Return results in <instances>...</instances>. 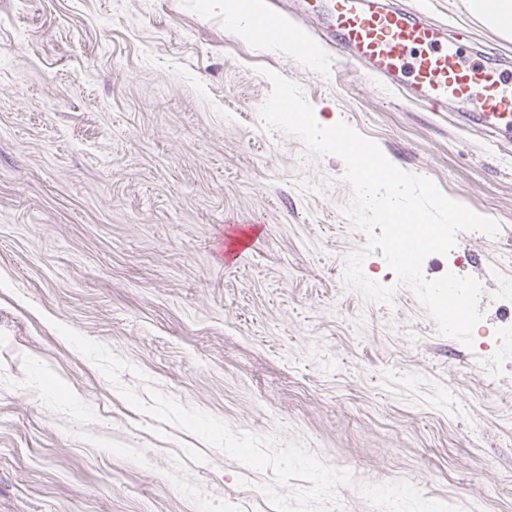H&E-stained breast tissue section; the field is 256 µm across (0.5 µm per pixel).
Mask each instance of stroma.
<instances>
[{
	"label": "stroma",
	"instance_id": "obj_1",
	"mask_svg": "<svg viewBox=\"0 0 512 512\" xmlns=\"http://www.w3.org/2000/svg\"><path fill=\"white\" fill-rule=\"evenodd\" d=\"M428 21L512 59L465 0ZM241 37L206 0H0V512H273L270 474L142 415L59 333L71 328L237 431L297 440L349 471L343 512H512V139L464 128L316 49ZM317 122L501 225L458 233L427 279L477 278L466 347L441 335L342 214L345 165L265 129L264 69ZM253 238L226 262V232Z\"/></svg>",
	"mask_w": 512,
	"mask_h": 512
}]
</instances>
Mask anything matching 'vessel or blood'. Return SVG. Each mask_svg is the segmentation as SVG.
<instances>
[{
    "instance_id": "vessel-or-blood-1",
    "label": "vessel or blood",
    "mask_w": 512,
    "mask_h": 512,
    "mask_svg": "<svg viewBox=\"0 0 512 512\" xmlns=\"http://www.w3.org/2000/svg\"><path fill=\"white\" fill-rule=\"evenodd\" d=\"M243 15L261 14L253 32L261 43H283L301 52L323 44L348 65H362L381 82L410 86L416 99L434 110L455 101L461 122L496 140L512 139V71L468 63L463 47L443 28L402 0H240ZM321 17L314 37L302 36L293 20Z\"/></svg>"
}]
</instances>
